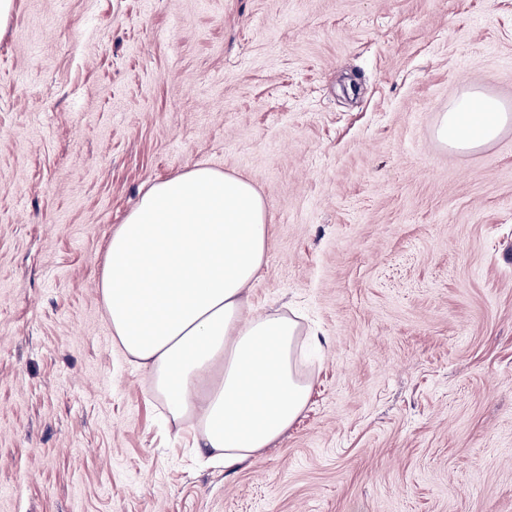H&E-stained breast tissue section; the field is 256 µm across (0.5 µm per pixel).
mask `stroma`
<instances>
[{
    "instance_id": "1",
    "label": "stroma",
    "mask_w": 512,
    "mask_h": 512,
    "mask_svg": "<svg viewBox=\"0 0 512 512\" xmlns=\"http://www.w3.org/2000/svg\"><path fill=\"white\" fill-rule=\"evenodd\" d=\"M512 0H14L0 31V512H512ZM250 180L253 312L304 315L294 425L193 457L112 345L105 245L142 191ZM511 122V113L494 97L468 92L445 112L438 138L455 149H475L496 139Z\"/></svg>"
}]
</instances>
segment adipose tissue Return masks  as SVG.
Masks as SVG:
<instances>
[{
	"mask_svg": "<svg viewBox=\"0 0 512 512\" xmlns=\"http://www.w3.org/2000/svg\"><path fill=\"white\" fill-rule=\"evenodd\" d=\"M511 122L497 99L469 92L436 133L475 149ZM269 243L252 183L197 166L146 190L109 238L99 280L114 345L228 468L256 460L310 398L295 359L298 321L249 310Z\"/></svg>",
	"mask_w": 512,
	"mask_h": 512,
	"instance_id": "obj_1",
	"label": "adipose tissue"
}]
</instances>
